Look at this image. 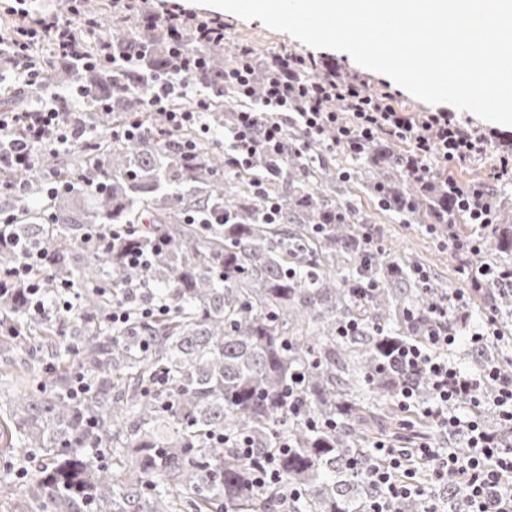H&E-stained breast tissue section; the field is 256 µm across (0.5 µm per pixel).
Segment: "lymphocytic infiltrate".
Instances as JSON below:
<instances>
[{
    "label": "lymphocytic infiltrate",
    "instance_id": "lymphocytic-infiltrate-1",
    "mask_svg": "<svg viewBox=\"0 0 512 512\" xmlns=\"http://www.w3.org/2000/svg\"><path fill=\"white\" fill-rule=\"evenodd\" d=\"M34 2L13 0L10 13L18 24L9 37H0V78H13L23 90L40 87L41 63L32 52L39 43L48 46L55 58L82 69L109 65L139 71L140 55L118 44L89 49L86 37L93 30L90 21L35 13ZM112 10L120 15L135 11L139 28L161 31L166 39L172 64L150 73L154 90L145 106L148 111L164 114L169 129L196 126L208 132L206 115L212 99L224 91H233L246 102V109L237 112L235 124L224 132V154L232 168L249 169L259 157L276 158L289 150L306 165L316 145L357 155L366 142L383 134L408 143L409 173L413 180L423 182L432 174L429 158L461 167L488 151L486 135L458 121L454 113L406 116L392 105L390 94H369L363 83L343 80L332 63L308 54L281 51L260 59L250 46L241 45L225 65L223 77L208 80L205 56L188 52L185 38L191 34L204 44L223 43V20L173 12L164 9L161 0H112ZM259 68L266 74L265 87L260 91L253 86V74ZM188 95L195 99L194 110H172L173 99ZM2 130L8 136L0 139L1 169H34L43 154L58 153L79 143L91 144L99 138L98 132L61 124L49 97L20 112H1ZM448 188L471 223L483 230L494 224L487 184L452 181ZM43 258L42 251H23L14 267L0 268V288L26 283L35 313L77 314L78 294L74 291L54 309L44 306L40 285L30 277L33 265ZM458 271L466 282L464 291L433 308L425 338L396 347L389 367L405 376L397 391L400 407L416 408L438 434L463 433L465 443L448 448H396L382 441L374 443L361 469L373 492L369 512H397L398 504L409 498L422 502V512H442L433 488L448 478L462 489L466 512H512V442L486 431L479 418L481 408L489 404L504 425L512 428V369L502 372L493 367L474 376L449 364L446 357L456 341L448 331L449 321L468 324L469 301L488 280L512 287V265L464 262ZM167 310L166 304L155 301L146 291L131 289L114 294L110 319L126 323L134 313L147 319ZM421 374L427 376L430 386L424 402L414 383L415 376Z\"/></svg>",
    "mask_w": 512,
    "mask_h": 512
}]
</instances>
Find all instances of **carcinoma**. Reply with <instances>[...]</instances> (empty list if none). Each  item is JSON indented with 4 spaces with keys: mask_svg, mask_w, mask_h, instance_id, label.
<instances>
[{
    "mask_svg": "<svg viewBox=\"0 0 512 512\" xmlns=\"http://www.w3.org/2000/svg\"><path fill=\"white\" fill-rule=\"evenodd\" d=\"M95 19L109 40L144 51L145 65L167 62L155 32L129 40L121 34L124 18L97 12ZM209 58L210 76L223 74V47H210ZM45 84H80L107 101L92 95L78 111L57 105L62 122L103 133L95 145L74 146L64 163L47 155L39 169H0V181L29 189L27 196L0 199V213L11 216L0 229L29 247H46L44 263L33 269L43 296L54 299L63 283L80 289V312L66 327L29 313L20 285L0 296L5 335L22 343L63 338L52 344L47 367H29L0 434L6 447L38 463L30 493L41 512H365L372 490L352 462L369 458V426L394 415L403 377L388 367V353L426 333L431 307L448 292L415 281L409 273L415 261L366 253L357 224L367 220L353 219L323 190L334 180L329 171L257 159L253 177L273 171L266 197L278 215L270 224L251 181L226 170L223 153L199 142L190 160L177 147L194 139L190 130L155 134L165 124L162 115H149L148 131L138 138L105 136L122 113L139 120L153 89L145 78L58 61L46 66ZM113 84L126 91L110 95ZM407 155L391 140L366 144L363 181L383 206L418 224L456 223L448 177L410 180ZM44 170L79 186L35 205ZM491 204L502 220L497 238L512 248L509 215L497 197ZM193 211L222 212L224 223L190 224ZM145 213L163 238L146 271L84 242L91 224H138ZM373 280L386 285L359 298ZM143 284L171 311L141 325L132 317L141 334L130 335L127 325L109 321L107 289ZM487 295L512 316L511 292ZM349 320L362 325L361 335H337ZM297 372L304 381L289 420L283 396ZM77 374L87 391L76 397ZM360 380L384 401L371 416L353 398ZM283 432L291 448L280 454ZM219 434L230 442L212 440ZM244 436L258 459L277 454L282 483H253V465L233 446ZM91 448L104 449V457ZM290 487L302 496L290 499Z\"/></svg>",
    "mask_w": 512,
    "mask_h": 512,
    "instance_id": "obj_1",
    "label": "carcinoma"
}]
</instances>
